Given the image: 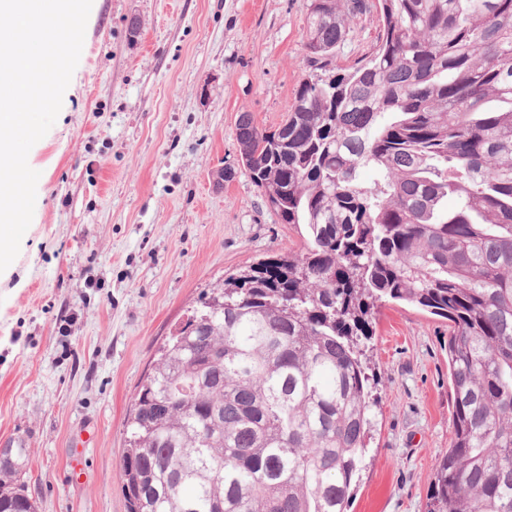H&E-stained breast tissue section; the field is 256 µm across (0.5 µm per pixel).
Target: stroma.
<instances>
[{
    "instance_id": "stroma-1",
    "label": "stroma",
    "mask_w": 512,
    "mask_h": 512,
    "mask_svg": "<svg viewBox=\"0 0 512 512\" xmlns=\"http://www.w3.org/2000/svg\"><path fill=\"white\" fill-rule=\"evenodd\" d=\"M381 28L369 8L338 63ZM305 31L306 0H93L0 280V443L29 448L38 512H125L127 415L160 348L226 277L300 246L240 164L237 120L284 122L311 72ZM361 347L375 383L349 512H426L451 437L448 322L388 301Z\"/></svg>"
}]
</instances>
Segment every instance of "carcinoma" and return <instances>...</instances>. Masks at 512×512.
<instances>
[{"instance_id":"1","label":"carcinoma","mask_w":512,"mask_h":512,"mask_svg":"<svg viewBox=\"0 0 512 512\" xmlns=\"http://www.w3.org/2000/svg\"><path fill=\"white\" fill-rule=\"evenodd\" d=\"M377 2L374 51L346 70L335 50L368 3L307 0L322 76L274 132L239 116L243 168L307 236L165 344L127 419L126 512H348L358 338L388 300L448 320L453 431L427 512H512V0ZM27 465L19 442L0 512H37Z\"/></svg>"}]
</instances>
